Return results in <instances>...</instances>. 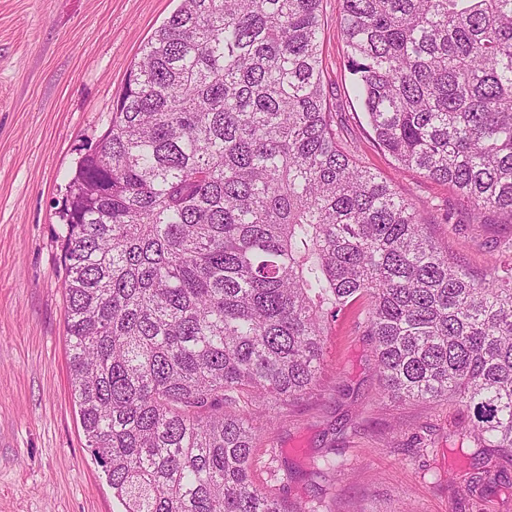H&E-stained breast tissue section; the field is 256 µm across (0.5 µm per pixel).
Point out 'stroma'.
<instances>
[{
	"mask_svg": "<svg viewBox=\"0 0 512 512\" xmlns=\"http://www.w3.org/2000/svg\"><path fill=\"white\" fill-rule=\"evenodd\" d=\"M179 0H0V512H119L70 390L66 185L112 118L144 44ZM340 0H324L326 88L359 164L392 179L449 260L483 275L512 266V224L469 220L447 184L398 170L375 147L345 68ZM325 388L281 410L255 478L289 504L325 512H512V457L472 437L452 402L382 396L372 344L354 315L331 323ZM341 464L335 480L311 460Z\"/></svg>",
	"mask_w": 512,
	"mask_h": 512,
	"instance_id": "35a3bbf8",
	"label": "stroma"
}]
</instances>
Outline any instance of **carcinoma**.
<instances>
[{
	"label": "carcinoma",
	"instance_id": "obj_1",
	"mask_svg": "<svg viewBox=\"0 0 512 512\" xmlns=\"http://www.w3.org/2000/svg\"><path fill=\"white\" fill-rule=\"evenodd\" d=\"M340 24L376 144L512 224V0H342ZM322 30V0H181L68 183L71 392L124 512H318L256 483L250 414L322 386L363 297L385 395L512 450V273L448 261L341 145Z\"/></svg>",
	"mask_w": 512,
	"mask_h": 512
}]
</instances>
